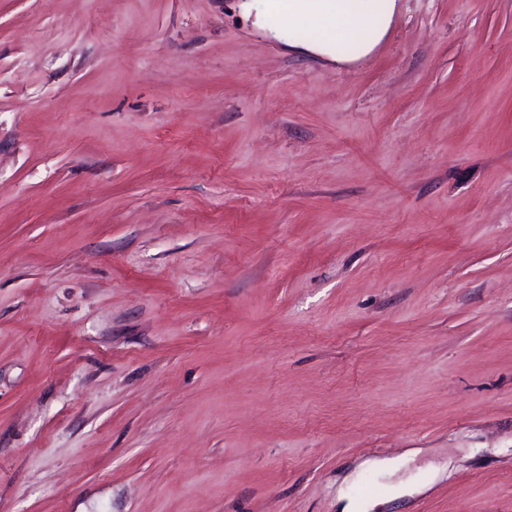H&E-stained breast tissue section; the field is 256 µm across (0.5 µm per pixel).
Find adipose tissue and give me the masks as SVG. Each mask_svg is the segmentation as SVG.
I'll return each mask as SVG.
<instances>
[{"instance_id":"adipose-tissue-1","label":"adipose tissue","mask_w":512,"mask_h":512,"mask_svg":"<svg viewBox=\"0 0 512 512\" xmlns=\"http://www.w3.org/2000/svg\"><path fill=\"white\" fill-rule=\"evenodd\" d=\"M399 0H255L260 19L277 17L285 26L303 25L310 32L301 46L344 63L349 54L343 46L358 42L369 53L385 36Z\"/></svg>"}]
</instances>
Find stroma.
<instances>
[{"instance_id":"stroma-1","label":"stroma","mask_w":512,"mask_h":512,"mask_svg":"<svg viewBox=\"0 0 512 512\" xmlns=\"http://www.w3.org/2000/svg\"><path fill=\"white\" fill-rule=\"evenodd\" d=\"M303 37L0 0V512H512V0Z\"/></svg>"}]
</instances>
